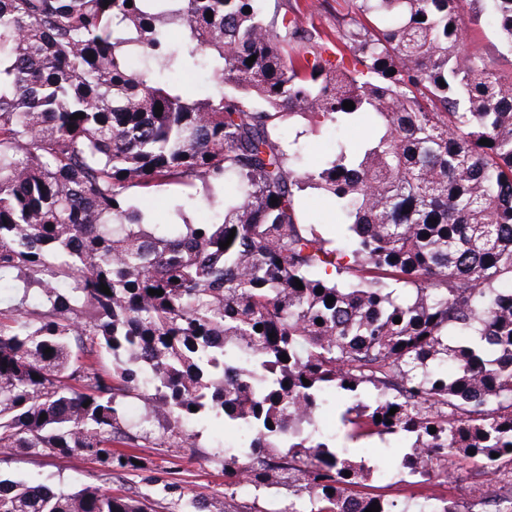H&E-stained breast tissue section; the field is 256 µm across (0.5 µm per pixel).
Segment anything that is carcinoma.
Masks as SVG:
<instances>
[{
  "label": "carcinoma",
  "mask_w": 512,
  "mask_h": 512,
  "mask_svg": "<svg viewBox=\"0 0 512 512\" xmlns=\"http://www.w3.org/2000/svg\"><path fill=\"white\" fill-rule=\"evenodd\" d=\"M264 2L0 0V289H23L0 310V449L121 480L142 445L192 447L194 422L241 433L222 501L152 470L135 497L0 479V512H240L242 482L346 512L375 469L316 428L331 396L348 439L410 440L407 476L424 448L480 468L512 446V73L460 23L466 3L512 54V0H357L334 61ZM195 70L221 91L196 97ZM292 120L336 133L317 167ZM360 125L354 148L339 133ZM171 187L165 221L133 196ZM308 188L347 238L318 230ZM133 394L158 435L126 420ZM302 202L305 205L307 213L315 221L320 223L332 221L329 203L316 190L308 189L304 193Z\"/></svg>",
  "instance_id": "1"
}]
</instances>
